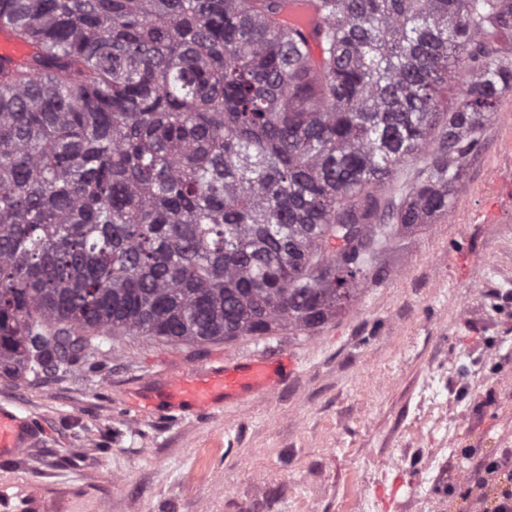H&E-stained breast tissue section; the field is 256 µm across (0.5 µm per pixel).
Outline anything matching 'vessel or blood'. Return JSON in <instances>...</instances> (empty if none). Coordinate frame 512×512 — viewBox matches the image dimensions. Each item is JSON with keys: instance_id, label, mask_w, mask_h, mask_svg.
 Masks as SVG:
<instances>
[{"instance_id": "b4317fda", "label": "vessel or blood", "mask_w": 512, "mask_h": 512, "mask_svg": "<svg viewBox=\"0 0 512 512\" xmlns=\"http://www.w3.org/2000/svg\"><path fill=\"white\" fill-rule=\"evenodd\" d=\"M289 12L298 25L308 33L306 48L312 58H319V40L314 34L322 20L312 7L302 6L291 0ZM274 382L269 365L262 360H248L223 365L194 375H173L166 381V395L174 408L188 403L201 411L213 408L218 402L244 394L272 391ZM31 442L29 426L25 419L0 407V455L12 456Z\"/></svg>"}]
</instances>
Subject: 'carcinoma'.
Listing matches in <instances>:
<instances>
[{
  "instance_id": "1",
  "label": "carcinoma",
  "mask_w": 512,
  "mask_h": 512,
  "mask_svg": "<svg viewBox=\"0 0 512 512\" xmlns=\"http://www.w3.org/2000/svg\"><path fill=\"white\" fill-rule=\"evenodd\" d=\"M288 2L0 0L32 48L0 60V375L99 333L313 332L448 210L512 0H307L318 62Z\"/></svg>"
}]
</instances>
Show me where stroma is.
Instances as JSON below:
<instances>
[{
  "instance_id": "obj_1",
  "label": "stroma",
  "mask_w": 512,
  "mask_h": 512,
  "mask_svg": "<svg viewBox=\"0 0 512 512\" xmlns=\"http://www.w3.org/2000/svg\"><path fill=\"white\" fill-rule=\"evenodd\" d=\"M512 91L455 203L316 332L201 345L95 340L87 360L0 376L32 443L0 456V512H481L512 456ZM274 359L277 389L176 410L167 377Z\"/></svg>"
}]
</instances>
